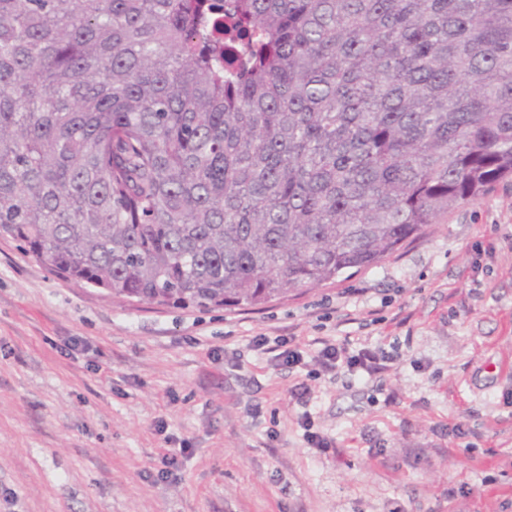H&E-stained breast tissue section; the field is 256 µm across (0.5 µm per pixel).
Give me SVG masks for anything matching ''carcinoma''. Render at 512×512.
Here are the masks:
<instances>
[{"mask_svg": "<svg viewBox=\"0 0 512 512\" xmlns=\"http://www.w3.org/2000/svg\"><path fill=\"white\" fill-rule=\"evenodd\" d=\"M512 174V0H0V235L117 298L256 306Z\"/></svg>", "mask_w": 512, "mask_h": 512, "instance_id": "obj_1", "label": "carcinoma"}]
</instances>
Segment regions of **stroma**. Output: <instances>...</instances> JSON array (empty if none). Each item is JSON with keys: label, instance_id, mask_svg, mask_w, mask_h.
Wrapping results in <instances>:
<instances>
[{"label": "stroma", "instance_id": "stroma-1", "mask_svg": "<svg viewBox=\"0 0 512 512\" xmlns=\"http://www.w3.org/2000/svg\"><path fill=\"white\" fill-rule=\"evenodd\" d=\"M0 512H512V177L256 308L115 299L0 237Z\"/></svg>", "mask_w": 512, "mask_h": 512}]
</instances>
